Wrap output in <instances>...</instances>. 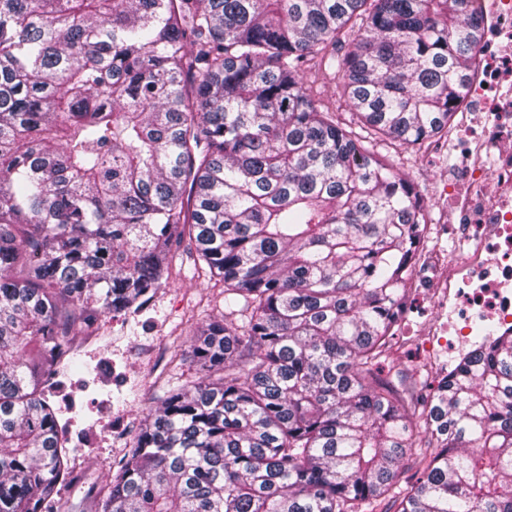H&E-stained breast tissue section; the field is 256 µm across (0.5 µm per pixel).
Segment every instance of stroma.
Listing matches in <instances>:
<instances>
[{"label": "stroma", "instance_id": "1", "mask_svg": "<svg viewBox=\"0 0 512 512\" xmlns=\"http://www.w3.org/2000/svg\"><path fill=\"white\" fill-rule=\"evenodd\" d=\"M302 77L320 109L349 122L351 107L322 58L308 61ZM387 155L424 198L428 221H442L446 203L432 189L452 156L431 160L406 146L389 148ZM223 314V282L210 278L183 245L174 253L165 285L137 316L104 314L82 328L76 345L93 369L61 376L62 395L53 401L69 459L70 475L60 491L68 512H95L141 420L170 389L199 378L191 356L193 336L202 322ZM410 343L400 339L386 352L382 374L406 397L424 392L427 384Z\"/></svg>", "mask_w": 512, "mask_h": 512}]
</instances>
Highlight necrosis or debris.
Masks as SVG:
<instances>
[{
  "mask_svg": "<svg viewBox=\"0 0 512 512\" xmlns=\"http://www.w3.org/2000/svg\"><path fill=\"white\" fill-rule=\"evenodd\" d=\"M483 23L477 65L447 136L427 141L423 153L451 146L454 175L436 184L452 199L448 224H424L415 271L406 284L408 298L426 310L419 327L420 367L438 370L444 355L472 345L484 326L493 335H512V58L497 46L512 36V0H467ZM493 110L470 131L477 103ZM454 234L457 247L441 240Z\"/></svg>",
  "mask_w": 512,
  "mask_h": 512,
  "instance_id": "4bbe7bcc",
  "label": "necrosis or debris"
}]
</instances>
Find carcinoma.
Masks as SVG:
<instances>
[{"mask_svg":"<svg viewBox=\"0 0 512 512\" xmlns=\"http://www.w3.org/2000/svg\"><path fill=\"white\" fill-rule=\"evenodd\" d=\"M345 29L348 124L301 75ZM481 34L465 0H0V512H62L48 394L183 239L241 323L201 327L202 377L98 512H512V335L432 386L422 427L378 378L426 223L379 147L448 130Z\"/></svg>","mask_w":512,"mask_h":512,"instance_id":"1","label":"carcinoma"}]
</instances>
